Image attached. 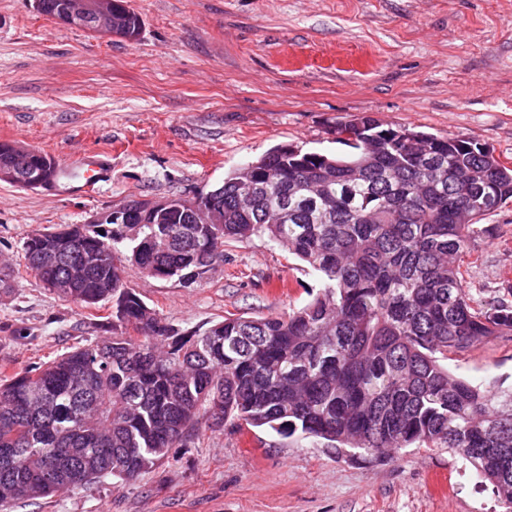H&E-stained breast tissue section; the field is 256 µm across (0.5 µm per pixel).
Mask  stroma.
Masks as SVG:
<instances>
[{"instance_id": "1", "label": "stroma", "mask_w": 512, "mask_h": 512, "mask_svg": "<svg viewBox=\"0 0 512 512\" xmlns=\"http://www.w3.org/2000/svg\"><path fill=\"white\" fill-rule=\"evenodd\" d=\"M137 40L104 39L0 0V143L66 165L112 158L90 197L41 196L0 181V380L107 336L109 304L86 309L24 269L40 230L83 224L126 201L193 197L277 144L338 154L337 124L385 122L469 138L512 165V0H128ZM464 257L471 303L503 294L512 272V202L481 222ZM127 285L176 329L265 317L321 284L264 238L224 245L206 280L127 271ZM458 377L512 388V335L449 354ZM492 491L445 448L358 459L274 432L201 427L195 443L137 480L67 491L12 512H497Z\"/></svg>"}]
</instances>
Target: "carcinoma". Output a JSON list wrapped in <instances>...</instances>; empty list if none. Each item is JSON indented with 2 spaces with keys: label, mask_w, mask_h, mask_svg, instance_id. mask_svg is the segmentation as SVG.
<instances>
[{
  "label": "carcinoma",
  "mask_w": 512,
  "mask_h": 512,
  "mask_svg": "<svg viewBox=\"0 0 512 512\" xmlns=\"http://www.w3.org/2000/svg\"><path fill=\"white\" fill-rule=\"evenodd\" d=\"M142 29L122 5L112 31ZM336 129L349 153L276 145L214 188L224 223L134 201L124 224H65L24 242L26 269L112 335L0 384V512L112 477L136 479L206 421L325 440L361 456L446 448L512 512V391L482 390L438 355L512 334V287L471 304L460 258L512 201V165L487 147L364 113ZM265 237L324 292L278 316L187 331L129 288L132 266L198 285L224 242Z\"/></svg>",
  "instance_id": "carcinoma-1"
}]
</instances>
